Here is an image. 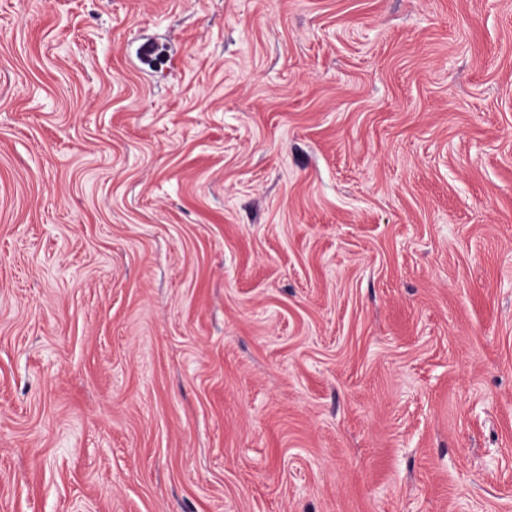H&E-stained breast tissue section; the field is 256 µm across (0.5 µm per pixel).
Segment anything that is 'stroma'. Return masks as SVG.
Here are the masks:
<instances>
[{
	"label": "stroma",
	"instance_id": "stroma-1",
	"mask_svg": "<svg viewBox=\"0 0 512 512\" xmlns=\"http://www.w3.org/2000/svg\"><path fill=\"white\" fill-rule=\"evenodd\" d=\"M0 512H512V0H0Z\"/></svg>",
	"mask_w": 512,
	"mask_h": 512
}]
</instances>
